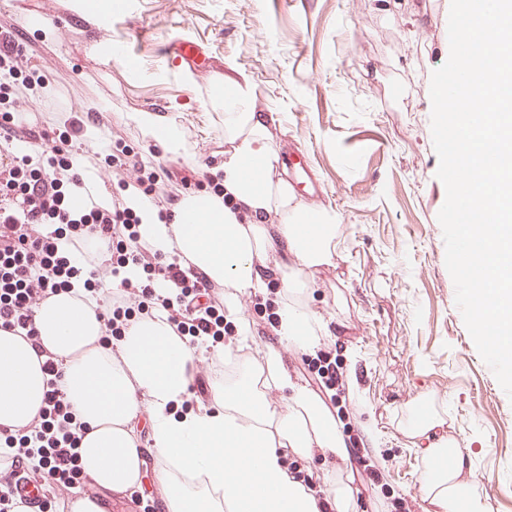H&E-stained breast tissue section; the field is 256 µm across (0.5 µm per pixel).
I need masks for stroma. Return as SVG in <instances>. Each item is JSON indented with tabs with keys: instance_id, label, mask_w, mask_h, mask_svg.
I'll use <instances>...</instances> for the list:
<instances>
[{
	"instance_id": "stroma-1",
	"label": "stroma",
	"mask_w": 512,
	"mask_h": 512,
	"mask_svg": "<svg viewBox=\"0 0 512 512\" xmlns=\"http://www.w3.org/2000/svg\"><path fill=\"white\" fill-rule=\"evenodd\" d=\"M451 0H117L101 24L71 0H0V24L49 16L54 38L26 28L31 64L54 83L67 110L112 105L111 132L85 139L103 151L110 134L152 151L172 182L224 160V121L209 102L223 77L250 81L273 112L271 141L303 152L318 191L336 210L333 264L313 270L304 298L328 318L323 343L352 381L345 436L381 431L368 453L383 477L354 490L356 512H390L403 498L430 512L421 454L399 429L402 409L423 400L443 415L442 433L473 460L488 512H512V399L480 357L455 304L438 213L446 191L431 134L430 79L449 57ZM121 50L104 63L89 49ZM198 48L181 60L168 45ZM192 80H185V73ZM159 110L183 135L181 154L145 138L128 113Z\"/></svg>"
}]
</instances>
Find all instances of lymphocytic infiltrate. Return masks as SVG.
Returning a JSON list of instances; mask_svg holds the SVG:
<instances>
[{"label":"lymphocytic infiltrate","instance_id":"obj_1","mask_svg":"<svg viewBox=\"0 0 512 512\" xmlns=\"http://www.w3.org/2000/svg\"><path fill=\"white\" fill-rule=\"evenodd\" d=\"M19 26L0 31V94L26 98L30 87L45 86V76L30 74V58ZM108 128L109 115L89 112L67 116L62 127L33 133L23 113H0V330L27 340L42 359L47 376L44 405L27 425L0 428V507L17 501V473L44 490L48 503L67 501L84 481L71 406L62 391L61 362L40 341L34 313L45 300L68 290L78 268H85L87 292H97L99 276L109 273L112 287L100 313L106 337L122 335L137 319L163 313L177 335L223 343L235 333L224 319V286L183 262L140 246L139 217L122 191L136 186L154 201L159 219L170 218L165 191L169 172L144 161L141 153L116 139L104 162L119 173L120 191L107 207L77 214L69 205L68 185L80 182L76 157L85 126ZM33 137L43 141L34 153L12 144ZM139 270L137 279L125 275Z\"/></svg>","mask_w":512,"mask_h":512}]
</instances>
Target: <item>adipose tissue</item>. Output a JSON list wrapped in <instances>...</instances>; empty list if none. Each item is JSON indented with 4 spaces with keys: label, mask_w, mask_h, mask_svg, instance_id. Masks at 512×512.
<instances>
[{
    "label": "adipose tissue",
    "mask_w": 512,
    "mask_h": 512,
    "mask_svg": "<svg viewBox=\"0 0 512 512\" xmlns=\"http://www.w3.org/2000/svg\"><path fill=\"white\" fill-rule=\"evenodd\" d=\"M212 103L224 115L228 145L222 164L210 176L223 195L182 197L172 222L160 221L152 201L129 191L140 215L139 240L162 254L183 257L226 287L225 317L239 334L221 353L234 358V376L215 384L209 407L180 411L196 356L161 317L136 320L118 341L105 347V329L94 300L74 292L40 305L34 325L42 344L63 361L60 385L82 426L79 463L99 487L124 491L138 484L145 462L133 425L147 416L149 451L161 461L168 512H322L314 483L289 474L285 458L321 455L346 462V442L335 416L306 385L288 373L282 349L316 350L327 324L300 299L306 276L330 265L336 253L333 209L298 200L272 145L271 113L258 108L250 82L224 80L212 89ZM142 135L166 151L181 149L178 127L151 110L131 113ZM258 162L253 176L250 162ZM278 276L280 348H266L260 359L238 357L254 343L239 314V298L261 293L268 275ZM30 344L0 330V427L29 423L43 405L46 376ZM279 401H272V394ZM444 419L426 403L408 407L402 433L426 440L420 484L433 512H484L472 462L454 441L438 436ZM439 458L450 467L435 468Z\"/></svg>",
    "instance_id": "adipose-tissue-1"
}]
</instances>
